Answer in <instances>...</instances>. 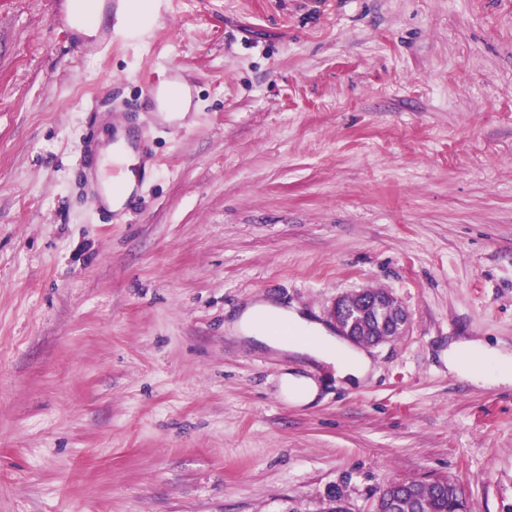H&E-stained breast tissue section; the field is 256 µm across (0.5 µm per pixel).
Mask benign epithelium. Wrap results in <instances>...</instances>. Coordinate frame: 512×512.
Returning a JSON list of instances; mask_svg holds the SVG:
<instances>
[{"instance_id":"benign-epithelium-1","label":"benign epithelium","mask_w":512,"mask_h":512,"mask_svg":"<svg viewBox=\"0 0 512 512\" xmlns=\"http://www.w3.org/2000/svg\"><path fill=\"white\" fill-rule=\"evenodd\" d=\"M331 317H339V332L343 336L357 335L358 324L367 322L372 335L360 341L362 346H374L407 333L409 315L389 293L377 296L362 291L339 298L332 306Z\"/></svg>"}]
</instances>
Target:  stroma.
Listing matches in <instances>:
<instances>
[{"mask_svg": "<svg viewBox=\"0 0 512 512\" xmlns=\"http://www.w3.org/2000/svg\"><path fill=\"white\" fill-rule=\"evenodd\" d=\"M68 4L0 0V512H371L439 477L512 512V385L446 361L512 350V0H158L136 42ZM173 69L193 106L137 113L154 174L105 223L86 132ZM366 289L411 324L362 382L225 326ZM475 354L479 355L480 360L490 367L491 371L489 373L477 375L472 371L469 358ZM448 369L472 380L486 381L491 379L497 383H508L512 382V354L498 348H490L482 342H475L449 349ZM282 392L288 401L307 404L317 397L319 387L313 380L305 376L288 373L283 378Z\"/></svg>", "mask_w": 512, "mask_h": 512, "instance_id": "1", "label": "stroma"}]
</instances>
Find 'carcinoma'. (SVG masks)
I'll return each instance as SVG.
<instances>
[{
  "label": "carcinoma",
  "instance_id": "obj_1",
  "mask_svg": "<svg viewBox=\"0 0 512 512\" xmlns=\"http://www.w3.org/2000/svg\"><path fill=\"white\" fill-rule=\"evenodd\" d=\"M418 495L402 486H388L379 496L375 512H419L427 504L429 512H467V506L457 494L458 483L450 478L437 479L429 485L412 482Z\"/></svg>",
  "mask_w": 512,
  "mask_h": 512
}]
</instances>
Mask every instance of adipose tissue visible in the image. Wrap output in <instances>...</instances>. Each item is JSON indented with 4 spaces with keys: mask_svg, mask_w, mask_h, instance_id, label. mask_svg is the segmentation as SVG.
Listing matches in <instances>:
<instances>
[{
    "mask_svg": "<svg viewBox=\"0 0 512 512\" xmlns=\"http://www.w3.org/2000/svg\"><path fill=\"white\" fill-rule=\"evenodd\" d=\"M231 327L240 337L255 345L334 364L339 376L352 381L363 380L372 369L367 354L343 346L309 316L274 302L248 305ZM475 354L489 366V379L497 383L512 382V353L481 342L449 349V371L473 378L469 359Z\"/></svg>",
    "mask_w": 512,
    "mask_h": 512,
    "instance_id": "obj_1",
    "label": "adipose tissue"
}]
</instances>
